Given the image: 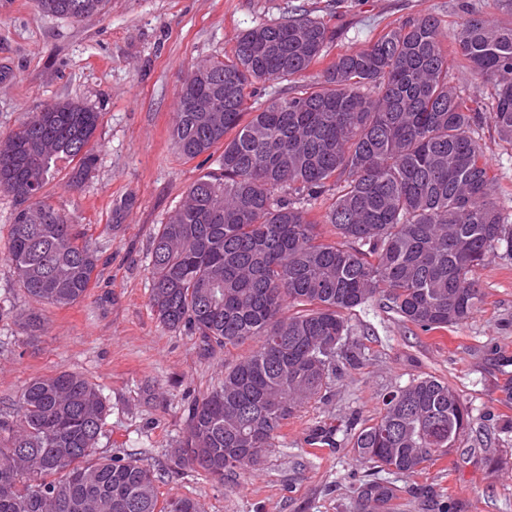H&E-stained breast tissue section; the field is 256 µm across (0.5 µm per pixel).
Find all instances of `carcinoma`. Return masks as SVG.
I'll return each mask as SVG.
<instances>
[{
  "label": "carcinoma",
  "mask_w": 512,
  "mask_h": 512,
  "mask_svg": "<svg viewBox=\"0 0 512 512\" xmlns=\"http://www.w3.org/2000/svg\"><path fill=\"white\" fill-rule=\"evenodd\" d=\"M108 0H38L73 20ZM502 20L471 10L445 48L433 15L391 26L341 52L315 80L252 111L257 81L306 77L336 30L305 9L245 31L232 55L203 61L210 79L189 87L222 112L178 102L172 130L194 159L224 147L219 169L193 182L160 225L150 251V306L174 331L211 349L259 346L188 407L179 461L222 482L254 465L303 404L336 378L348 315L372 298L425 332L468 319L474 272L495 252L512 259V219L476 134L482 102L449 82L461 68L491 85L489 118L512 144V0ZM100 113L74 100L47 103L0 139V192L17 206L7 261L34 301L58 308L85 297L96 250L79 241L43 189L63 160L71 185L95 166ZM328 200L321 221L310 213ZM336 229L323 239L320 224ZM299 311L287 315L285 308ZM352 448L377 471L409 476L448 451L467 409L448 383L425 376L383 400ZM108 412L100 389L63 370L24 388L21 416L0 414V512H201L191 498L160 502L157 476L138 459L98 456ZM398 488L377 477L358 498L389 512Z\"/></svg>",
  "instance_id": "1"
}]
</instances>
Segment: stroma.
Returning a JSON list of instances; mask_svg holds the SVG:
<instances>
[{"instance_id":"1","label":"stroma","mask_w":512,"mask_h":512,"mask_svg":"<svg viewBox=\"0 0 512 512\" xmlns=\"http://www.w3.org/2000/svg\"><path fill=\"white\" fill-rule=\"evenodd\" d=\"M465 0H109L81 20L40 12L36 0H0V137L54 100L100 114L97 163L80 188L70 164L45 186L47 200L97 246L85 298L37 307L6 260L16 203L0 194V413L16 414L25 385L59 370L99 386L109 406L97 452L137 458L154 469L160 498L188 497L203 512H359L357 489L371 469L351 437L377 417L383 399L413 379L448 382L469 410L454 448L418 474L393 476L392 512H512V260L489 257L475 273L482 301L464 322L422 331L379 300L349 317L335 379L282 427L261 461L216 482L179 465L189 403L217 387L224 369L256 342L204 352L199 337L163 327L149 296L152 239L186 188L216 159L182 157L171 135L179 91L195 62L230 54L239 35L305 6L337 31L327 52L361 48L387 26L427 14L453 35ZM480 138L497 177L498 201L512 210V145L491 120ZM44 329L28 338L24 316Z\"/></svg>"}]
</instances>
